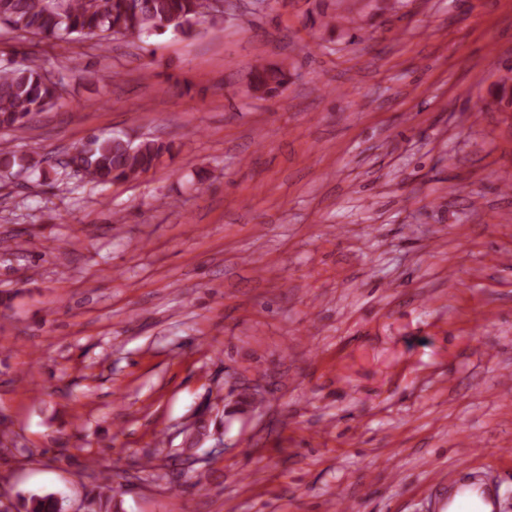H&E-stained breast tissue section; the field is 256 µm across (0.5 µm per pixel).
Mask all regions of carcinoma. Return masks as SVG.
I'll list each match as a JSON object with an SVG mask.
<instances>
[{
	"mask_svg": "<svg viewBox=\"0 0 512 512\" xmlns=\"http://www.w3.org/2000/svg\"><path fill=\"white\" fill-rule=\"evenodd\" d=\"M215 11L213 0H0V32H23L42 38L71 36L106 39L109 34L139 39L169 31L189 33ZM288 72L256 62L249 88L265 96L279 94ZM65 91L64 79L52 78L37 59L0 63V129L20 131L31 117L54 109ZM169 147L155 140L134 145L121 137L95 138L75 149L81 172L90 183L130 180L152 169ZM14 512H62L52 493L16 495ZM85 512H112V476L104 467L85 499Z\"/></svg>",
	"mask_w": 512,
	"mask_h": 512,
	"instance_id": "carcinoma-1",
	"label": "carcinoma"
}]
</instances>
